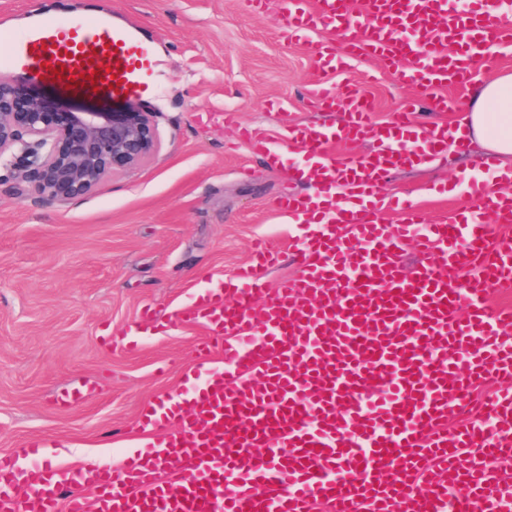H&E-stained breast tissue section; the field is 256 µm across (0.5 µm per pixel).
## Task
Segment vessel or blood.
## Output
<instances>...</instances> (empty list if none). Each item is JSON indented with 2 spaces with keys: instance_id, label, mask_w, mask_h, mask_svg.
Listing matches in <instances>:
<instances>
[{
  "instance_id": "b4317fda",
  "label": "vessel or blood",
  "mask_w": 512,
  "mask_h": 512,
  "mask_svg": "<svg viewBox=\"0 0 512 512\" xmlns=\"http://www.w3.org/2000/svg\"><path fill=\"white\" fill-rule=\"evenodd\" d=\"M512 0H284L289 38L342 29L340 47L317 45L328 76L365 56L394 69L444 107L448 85H466L477 56L512 44L502 16ZM0 78L42 85L71 100L156 99L158 62L134 25L110 7L88 19L36 17L9 31ZM323 111L343 109L333 128L291 129L286 145L244 130L268 165L285 148L312 163L291 176L312 191L276 203L305 219L301 270L270 287L276 252L258 248L224 281L195 291L181 321L204 326L203 350L224 367L195 373L182 393L147 408L143 428L164 427L147 448L108 464L33 466L18 480L0 456V512H512V202L479 184L474 203L429 223L406 209L386 224L378 188L394 167L427 161L448 145L447 128L417 130L414 102L379 124L359 89L315 92ZM370 139L375 152L338 160L335 144ZM421 256L404 271L399 249ZM152 308L125 331L126 349L153 325ZM498 391L473 393L487 379Z\"/></svg>"
}]
</instances>
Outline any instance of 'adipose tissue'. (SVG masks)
Returning <instances> with one entry per match:
<instances>
[{
	"label": "adipose tissue",
	"mask_w": 512,
	"mask_h": 512,
	"mask_svg": "<svg viewBox=\"0 0 512 512\" xmlns=\"http://www.w3.org/2000/svg\"><path fill=\"white\" fill-rule=\"evenodd\" d=\"M455 134L476 140L487 155L498 159L499 171L512 173V74L477 82L467 115Z\"/></svg>",
	"instance_id": "adipose-tissue-1"
}]
</instances>
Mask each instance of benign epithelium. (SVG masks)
I'll return each mask as SVG.
<instances>
[{
	"instance_id": "1",
	"label": "benign epithelium",
	"mask_w": 512,
	"mask_h": 512,
	"mask_svg": "<svg viewBox=\"0 0 512 512\" xmlns=\"http://www.w3.org/2000/svg\"><path fill=\"white\" fill-rule=\"evenodd\" d=\"M159 150L150 112L79 107L0 78V170L33 182L51 203L95 193Z\"/></svg>"
}]
</instances>
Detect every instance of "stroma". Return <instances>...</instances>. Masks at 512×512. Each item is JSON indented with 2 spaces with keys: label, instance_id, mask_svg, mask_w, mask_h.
<instances>
[{
  "label": "stroma",
  "instance_id": "35a3bbf8",
  "mask_svg": "<svg viewBox=\"0 0 512 512\" xmlns=\"http://www.w3.org/2000/svg\"><path fill=\"white\" fill-rule=\"evenodd\" d=\"M109 2L113 22L136 23L158 54L161 148L63 204L0 174V455L18 459L21 473L36 462L117 464L149 441L140 414L181 390L200 364L201 329L177 318L192 285L231 277L259 241L281 255L270 284L300 271L292 243L306 226L274 203L286 191L309 193V183L288 180L289 165L308 158L293 147L285 165H265L241 127L282 141L289 128L341 120L312 106L314 42L288 39L280 0L261 13L246 0ZM327 81L339 93L358 86L382 123L414 94L375 59ZM481 158L476 143L447 149L388 172L380 193L430 219L448 217L466 202L465 180ZM146 305L158 328L127 352L122 335ZM76 382L92 385V395L59 406L58 394ZM32 441L44 449L35 459L24 452Z\"/></svg>",
  "mask_w": 512,
  "mask_h": 512
}]
</instances>
